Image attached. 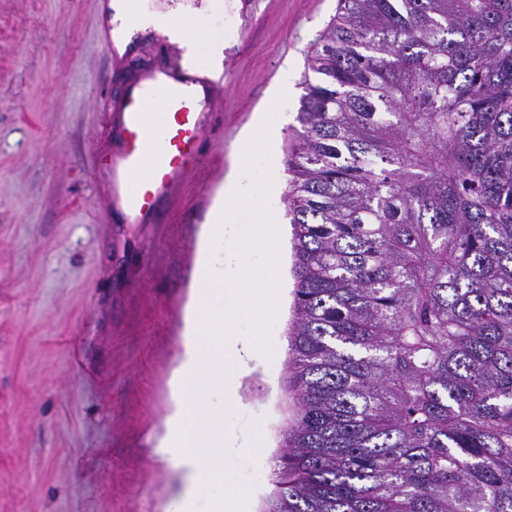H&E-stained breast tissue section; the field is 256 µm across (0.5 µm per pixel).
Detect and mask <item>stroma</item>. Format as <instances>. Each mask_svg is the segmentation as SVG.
<instances>
[{
  "label": "stroma",
  "mask_w": 512,
  "mask_h": 512,
  "mask_svg": "<svg viewBox=\"0 0 512 512\" xmlns=\"http://www.w3.org/2000/svg\"><path fill=\"white\" fill-rule=\"evenodd\" d=\"M210 19L224 41V83L203 161L151 224H129L104 202L110 113L141 75L182 68L160 34H137L113 61L99 39L101 0H0V512H165L184 488L156 454L183 352L206 215L239 169L240 138L273 88L271 119L287 144L310 44L337 0H220ZM291 232L278 242L284 291L270 337L293 317ZM285 367L242 356L224 407V472L271 490L291 411ZM268 441L267 461L251 449Z\"/></svg>",
  "instance_id": "stroma-1"
}]
</instances>
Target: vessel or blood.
Wrapping results in <instances>:
<instances>
[{
	"label": "vessel or blood",
	"instance_id": "vessel-or-blood-1",
	"mask_svg": "<svg viewBox=\"0 0 512 512\" xmlns=\"http://www.w3.org/2000/svg\"><path fill=\"white\" fill-rule=\"evenodd\" d=\"M218 90V83L208 76L161 81L151 75L132 85L116 106L115 149L107 167L109 204L127 223H146L156 204L174 196L189 167L200 160L209 116L200 103L214 101ZM158 94L165 98L167 109L154 120L148 107ZM143 167L147 177L130 184V175Z\"/></svg>",
	"mask_w": 512,
	"mask_h": 512
}]
</instances>
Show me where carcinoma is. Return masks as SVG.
Listing matches in <instances>:
<instances>
[{
	"instance_id": "carcinoma-1",
	"label": "carcinoma",
	"mask_w": 512,
	"mask_h": 512,
	"mask_svg": "<svg viewBox=\"0 0 512 512\" xmlns=\"http://www.w3.org/2000/svg\"><path fill=\"white\" fill-rule=\"evenodd\" d=\"M301 85L262 512H512V0H338Z\"/></svg>"
}]
</instances>
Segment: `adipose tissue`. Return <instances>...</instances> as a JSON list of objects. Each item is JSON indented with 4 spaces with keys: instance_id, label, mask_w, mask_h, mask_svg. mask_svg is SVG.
Here are the masks:
<instances>
[{
    "instance_id": "ef3b65f1",
    "label": "adipose tissue",
    "mask_w": 512,
    "mask_h": 512,
    "mask_svg": "<svg viewBox=\"0 0 512 512\" xmlns=\"http://www.w3.org/2000/svg\"><path fill=\"white\" fill-rule=\"evenodd\" d=\"M213 9L211 0L199 8L178 0L165 10L151 0H110L106 16L119 46L128 44L132 31H155L182 49L186 68L219 71L224 66V41L213 35L207 22ZM275 139V127L265 113H257L241 164L272 166ZM279 198V176L246 184L237 175H228L224 198L205 226L196 261L197 286L185 321V351L170 382L173 408L156 449L189 482L187 490L170 501L167 512H252L255 488L224 475V402L238 378L241 352L282 355L281 350L268 348V322L282 288L279 255L271 247L279 234ZM242 206L253 210L258 226L247 236L233 227V214ZM240 308L254 314L244 335L229 319ZM193 413L204 417L196 428L187 425Z\"/></svg>"
}]
</instances>
